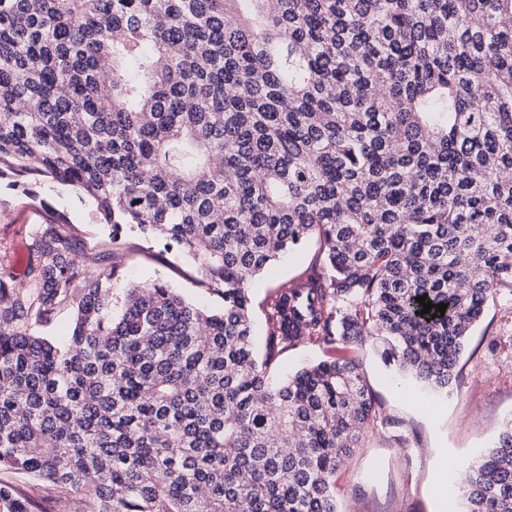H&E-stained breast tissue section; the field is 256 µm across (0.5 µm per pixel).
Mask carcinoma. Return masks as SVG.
Masks as SVG:
<instances>
[{
	"label": "carcinoma",
	"mask_w": 512,
	"mask_h": 512,
	"mask_svg": "<svg viewBox=\"0 0 512 512\" xmlns=\"http://www.w3.org/2000/svg\"><path fill=\"white\" fill-rule=\"evenodd\" d=\"M14 177L82 190L116 248L76 264L58 213L29 284L0 278V467L90 512H339L374 413L361 364L268 369L370 336L450 395L512 289V0H0ZM127 230L191 259L223 309L115 292ZM312 237L261 360L251 283ZM63 305L64 340L29 332ZM470 467L460 512H512V419ZM0 512L34 507L0 485Z\"/></svg>",
	"instance_id": "cac0c4a2"
}]
</instances>
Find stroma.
Segmentation results:
<instances>
[{"instance_id": "stroma-1", "label": "stroma", "mask_w": 512, "mask_h": 512, "mask_svg": "<svg viewBox=\"0 0 512 512\" xmlns=\"http://www.w3.org/2000/svg\"><path fill=\"white\" fill-rule=\"evenodd\" d=\"M28 196L22 187L0 185V272L23 279L37 237L61 212L70 221L76 247L84 254L111 252L112 228L98 223L91 200L81 191L46 178ZM318 240L284 255L251 285L257 336H264L263 305L282 283L298 277L318 252ZM198 272L163 243L128 234L121 267L112 286L120 290L161 281L185 299L222 308L221 295L198 282ZM353 357L363 367L376 401V414L362 434L359 450L336 472L341 512H459L461 494L435 490L447 471L478 460L512 418V291H500L474 327L447 397H433L386 365L374 344L331 347L316 342L288 352L269 375L281 379L299 367L329 357ZM0 484L36 503L39 512H68L77 494H61L31 475L0 469Z\"/></svg>"}]
</instances>
